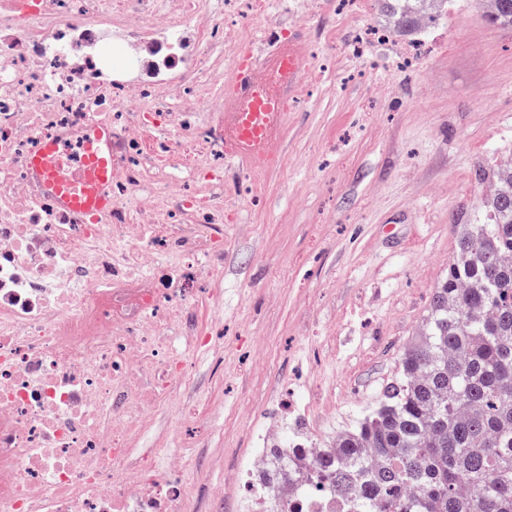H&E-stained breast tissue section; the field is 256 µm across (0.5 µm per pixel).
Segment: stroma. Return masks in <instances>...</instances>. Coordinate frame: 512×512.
I'll use <instances>...</instances> for the list:
<instances>
[{"instance_id":"obj_1","label":"stroma","mask_w":512,"mask_h":512,"mask_svg":"<svg viewBox=\"0 0 512 512\" xmlns=\"http://www.w3.org/2000/svg\"><path fill=\"white\" fill-rule=\"evenodd\" d=\"M315 13L331 41L285 122L280 160L224 227V266L197 315L209 350L184 347L193 384L133 428L134 462L164 470L182 438L186 512H238L240 479L279 401L288 430L329 443L399 372L445 279L458 227L482 216L476 168L512 156V29L482 0L407 36L378 0Z\"/></svg>"}]
</instances>
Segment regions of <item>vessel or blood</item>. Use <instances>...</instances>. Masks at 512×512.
I'll use <instances>...</instances> for the list:
<instances>
[{
    "label": "vessel or blood",
    "instance_id": "b4317fda",
    "mask_svg": "<svg viewBox=\"0 0 512 512\" xmlns=\"http://www.w3.org/2000/svg\"><path fill=\"white\" fill-rule=\"evenodd\" d=\"M283 64L288 67L289 85L300 82L301 72L295 56L272 50L256 62L266 75V101L241 94L235 112L224 124L225 153L253 168L260 166L282 143L283 115L274 110L272 104L280 96L277 73ZM82 143L85 157L82 166L77 168L65 163L58 143H44L28 163L29 178L60 209L97 214L106 211L111 204V132L103 126L91 128L83 134Z\"/></svg>",
    "mask_w": 512,
    "mask_h": 512
}]
</instances>
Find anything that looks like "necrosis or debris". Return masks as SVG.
I'll return each instance as SVG.
<instances>
[{
  "label": "necrosis or debris",
  "mask_w": 512,
  "mask_h": 512,
  "mask_svg": "<svg viewBox=\"0 0 512 512\" xmlns=\"http://www.w3.org/2000/svg\"><path fill=\"white\" fill-rule=\"evenodd\" d=\"M273 0H0V512H183L181 449L168 474L128 480L132 427L188 380L170 328L212 331L188 312L224 264L237 186L224 180L231 87L204 92L228 28L260 27ZM112 134V204L61 211L28 161L50 140ZM183 185L165 194L154 169ZM287 454L254 450L267 478L241 512H349L302 494Z\"/></svg>",
  "instance_id": "obj_1"
}]
</instances>
